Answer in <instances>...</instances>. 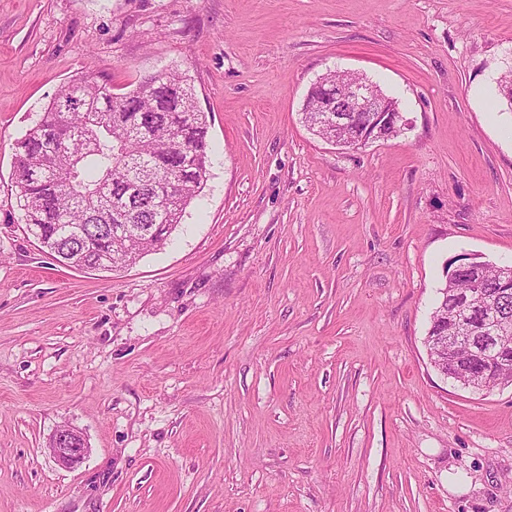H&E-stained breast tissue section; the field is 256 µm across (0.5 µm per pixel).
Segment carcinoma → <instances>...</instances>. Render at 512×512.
Instances as JSON below:
<instances>
[{"label": "carcinoma", "mask_w": 512, "mask_h": 512, "mask_svg": "<svg viewBox=\"0 0 512 512\" xmlns=\"http://www.w3.org/2000/svg\"><path fill=\"white\" fill-rule=\"evenodd\" d=\"M208 113L177 73L122 94L92 75L64 84L17 142L13 179L28 231L60 264L117 271L161 249L207 181ZM123 232L111 235L109 227ZM512 329V286L479 265ZM471 275L448 277L427 335L451 319Z\"/></svg>", "instance_id": "1"}]
</instances>
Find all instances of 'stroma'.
<instances>
[{
    "instance_id": "1",
    "label": "stroma",
    "mask_w": 512,
    "mask_h": 512,
    "mask_svg": "<svg viewBox=\"0 0 512 512\" xmlns=\"http://www.w3.org/2000/svg\"><path fill=\"white\" fill-rule=\"evenodd\" d=\"M335 69L406 130L313 135ZM510 70L512 0H0V512H512V386L425 346L451 258L512 261ZM166 71L210 115L202 192L135 265L59 264L17 141L74 77ZM51 449L54 458L65 467H71L80 463L88 451L85 439L76 431H71L64 436L56 434Z\"/></svg>"
}]
</instances>
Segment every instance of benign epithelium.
<instances>
[{
  "instance_id": "7a95c632",
  "label": "benign epithelium",
  "mask_w": 512,
  "mask_h": 512,
  "mask_svg": "<svg viewBox=\"0 0 512 512\" xmlns=\"http://www.w3.org/2000/svg\"><path fill=\"white\" fill-rule=\"evenodd\" d=\"M303 111L318 113L320 127L336 131L330 143L346 148H359L382 138L385 127L394 133L406 126L391 99L362 76L336 84L317 80L306 96ZM426 346L431 365L444 376L448 375L450 346L463 350L465 360H483L488 368L498 371L502 383L507 382L502 370L512 369V331L501 328L492 293L480 285L463 295L454 322L439 335L426 337ZM482 374L481 370L465 372L453 380L476 393H488L493 387L485 385ZM87 451L85 439L76 431L57 435L52 442L54 458L65 467L80 463Z\"/></svg>"
}]
</instances>
